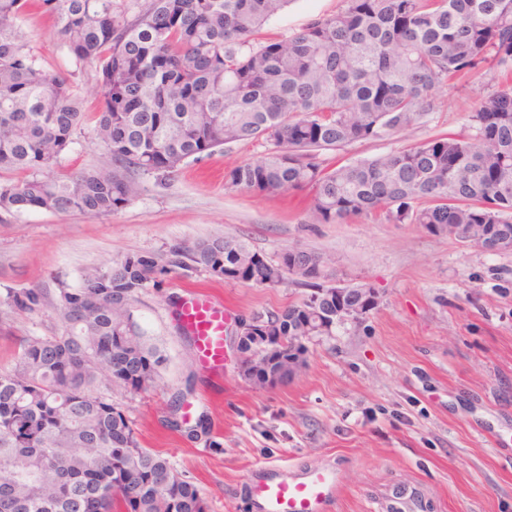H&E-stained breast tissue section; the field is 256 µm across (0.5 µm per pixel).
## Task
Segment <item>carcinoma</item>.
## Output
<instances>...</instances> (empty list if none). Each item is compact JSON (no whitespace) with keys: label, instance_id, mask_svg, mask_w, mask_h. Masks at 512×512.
I'll use <instances>...</instances> for the list:
<instances>
[{"label":"carcinoma","instance_id":"obj_1","mask_svg":"<svg viewBox=\"0 0 512 512\" xmlns=\"http://www.w3.org/2000/svg\"><path fill=\"white\" fill-rule=\"evenodd\" d=\"M290 0H43L77 63L94 62L105 102L96 127L110 166L51 169L83 120L66 79L43 71L16 20L26 0H0V210L108 215L227 143L273 149L227 174L259 196L308 187L316 224L382 213L435 234L496 224L512 236V88L481 97L469 134L439 136L329 169L319 151L398 132L433 109L432 90L494 61L512 67V0H346L340 13L286 39L255 42ZM295 267L309 296L264 315L261 336L308 324L329 293L320 256L273 261L232 235L178 243L160 257L109 262L72 288L59 283L60 332L21 339L0 370V512H206L197 487L141 446L103 388L145 390L163 362L132 319L134 295L171 269L275 286ZM34 313L41 293L7 294Z\"/></svg>","mask_w":512,"mask_h":512}]
</instances>
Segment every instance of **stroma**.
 Here are the masks:
<instances>
[{"label":"stroma","mask_w":512,"mask_h":512,"mask_svg":"<svg viewBox=\"0 0 512 512\" xmlns=\"http://www.w3.org/2000/svg\"><path fill=\"white\" fill-rule=\"evenodd\" d=\"M344 7L345 0H291L258 39L287 38ZM18 24L42 69L68 80L86 114L54 173L106 165L95 65L69 56L41 0H28ZM509 87L512 70L497 65L458 75L434 90L422 123L320 158L333 167L468 134L478 99ZM266 151L260 142L225 145L166 180H143L138 198L98 218L0 211V299L31 289L43 296L32 314L0 302V369L11 366L19 339L58 330L59 282L78 287L102 263L224 234L272 260L300 248L327 258L334 280L373 285L377 304L307 339L301 368L275 384L244 376L229 335L223 369L204 372L176 305L208 293L223 303L231 329L305 299L295 278L265 287L177 269L136 295L133 320L164 363L156 387L115 388L111 396L142 446L196 485L207 512H260L250 480L309 469L339 477L327 512H512V252L488 254L374 214L316 224L309 189L267 198L227 185L230 169ZM179 404L190 416L176 412ZM201 418L209 435L190 438Z\"/></svg>","instance_id":"stroma-1"}]
</instances>
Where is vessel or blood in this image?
I'll return each instance as SVG.
<instances>
[{"instance_id":"b4317fda","label":"vessel or blood","mask_w":512,"mask_h":512,"mask_svg":"<svg viewBox=\"0 0 512 512\" xmlns=\"http://www.w3.org/2000/svg\"><path fill=\"white\" fill-rule=\"evenodd\" d=\"M181 323L194 340L205 371L221 370L224 363V310L208 295L196 293L181 304ZM250 493L263 512H323L326 501L339 491L332 472L309 470L298 475L250 483Z\"/></svg>"}]
</instances>
